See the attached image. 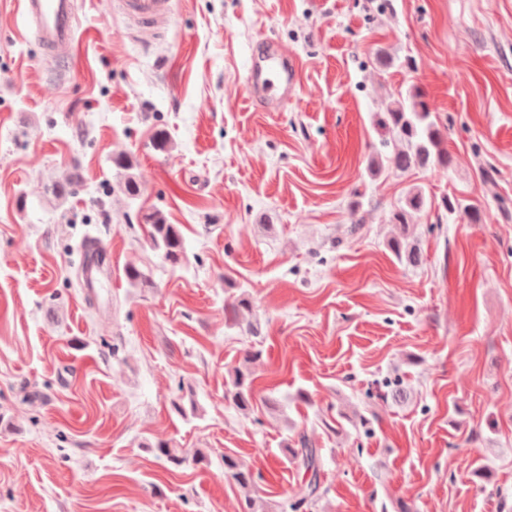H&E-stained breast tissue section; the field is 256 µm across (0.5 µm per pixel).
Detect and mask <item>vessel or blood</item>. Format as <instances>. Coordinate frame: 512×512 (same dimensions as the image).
<instances>
[{"instance_id": "b4317fda", "label": "vessel or blood", "mask_w": 512, "mask_h": 512, "mask_svg": "<svg viewBox=\"0 0 512 512\" xmlns=\"http://www.w3.org/2000/svg\"><path fill=\"white\" fill-rule=\"evenodd\" d=\"M115 8L126 16L135 32L159 33L170 19L174 0H115ZM19 10L27 32L33 34L45 57L60 67L72 65L79 46L73 25L72 0H19ZM299 67L277 46L262 40L250 47L246 82L251 99L262 111H275L290 98L296 88ZM82 282L95 287L99 277H111L112 253L98 240L87 241L81 248Z\"/></svg>"}]
</instances>
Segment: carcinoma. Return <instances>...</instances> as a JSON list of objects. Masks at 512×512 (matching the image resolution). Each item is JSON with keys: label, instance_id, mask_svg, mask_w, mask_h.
<instances>
[{"label": "carcinoma", "instance_id": "cac0c4a2", "mask_svg": "<svg viewBox=\"0 0 512 512\" xmlns=\"http://www.w3.org/2000/svg\"><path fill=\"white\" fill-rule=\"evenodd\" d=\"M374 125L382 136L394 143V150L385 160L377 155L373 157L371 174H379L386 164L401 172L446 168L451 164L452 158L447 146L448 128L441 123L420 88L409 90L407 95L394 100L385 111L376 113ZM432 208V200L426 198L422 190L414 189L391 212V223L398 225L400 232L388 241V249L399 263L411 267L422 264L423 256L409 241L406 228L415 216L427 213ZM438 209L447 213L461 210L475 222L481 220L483 215L478 204L466 203L448 196L441 198ZM145 221L150 246L161 252L163 259L172 265L185 263L188 259L187 249L177 225L167 223L166 218L157 211L147 214ZM251 309L249 295L243 291L225 305L224 313L231 326L238 327L251 336H258V321L240 320L241 311ZM259 356L258 350L247 352L244 365L234 369L231 382L224 391V400L243 412L252 408L255 397L253 378L247 364ZM401 392L399 386L385 381L374 383V390L369 395L384 401L397 397ZM284 449L288 461L303 472L305 480L300 493L287 504L280 506V509L281 512H303V508L321 494L323 460L319 448L304 432L295 434L285 442ZM224 471L245 491L254 484L253 472L241 467L231 456L224 457Z\"/></svg>", "mask_w": 512, "mask_h": 512}]
</instances>
